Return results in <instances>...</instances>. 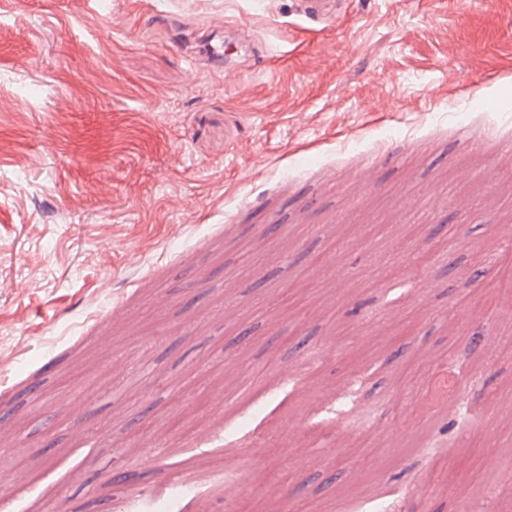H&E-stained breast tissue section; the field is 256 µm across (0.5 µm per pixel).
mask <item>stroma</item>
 I'll return each mask as SVG.
<instances>
[{
  "instance_id": "35a3bbf8",
  "label": "stroma",
  "mask_w": 512,
  "mask_h": 512,
  "mask_svg": "<svg viewBox=\"0 0 512 512\" xmlns=\"http://www.w3.org/2000/svg\"><path fill=\"white\" fill-rule=\"evenodd\" d=\"M492 127L512 132V0H348L318 33L295 0H0V512H148L224 471L233 500L193 512H345L397 484V512H457L472 448L499 483L470 512H512V411L417 450L448 419L440 366L512 394ZM412 251L423 291L386 307ZM287 336L318 350L293 396ZM373 358L367 393L393 399L344 436L321 410ZM185 486H190L195 490L193 497L198 496L202 492L212 491L213 493H219L221 491L220 484L215 479H213V481L211 482V484L209 486H201V485L193 483V482L181 483V485H179V486L172 485L169 487H164L162 489H158L155 492H153L154 503L162 504V503L166 502L171 497L177 495V491Z\"/></svg>"
}]
</instances>
